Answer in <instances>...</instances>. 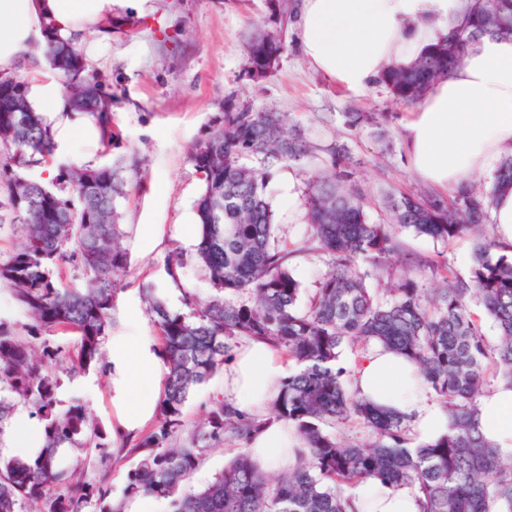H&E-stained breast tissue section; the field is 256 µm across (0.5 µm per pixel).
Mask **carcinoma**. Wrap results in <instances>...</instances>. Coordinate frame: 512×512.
Returning a JSON list of instances; mask_svg holds the SVG:
<instances>
[{
    "label": "carcinoma",
    "mask_w": 512,
    "mask_h": 512,
    "mask_svg": "<svg viewBox=\"0 0 512 512\" xmlns=\"http://www.w3.org/2000/svg\"><path fill=\"white\" fill-rule=\"evenodd\" d=\"M485 36L512 38V0H467L462 23L449 24L414 64L387 70L379 82L395 100L416 103ZM284 50V41L273 36L252 41L248 72L265 77ZM45 55L62 78L71 111L90 118L101 145L111 150L119 138L112 89L89 67L77 38L50 39ZM0 79L10 80L0 91V193L10 218L0 214V227L9 222L22 231L20 244L0 257V286L28 314L31 335H75L77 355L66 368L73 379L102 362L114 326L129 268L118 202L137 188L139 166L124 158L98 167L62 164L50 186L30 177L28 170L54 155L52 125L31 105L22 76ZM319 150L328 161L306 182V235L282 241L274 236L267 199L271 170L300 165ZM190 159L204 184L196 258L217 294L201 302L187 292L185 311L175 312L152 289L144 291L164 365L156 422L117 444L112 455V440L81 402L56 412L59 377L43 372V365L66 359L67 347L45 343L37 351L0 321V436L22 403L44 423L46 438L33 458L0 457V512H116L107 479L88 487L75 480L88 458L58 468V449L87 446L105 449L103 456L116 463L136 461L126 474L127 496L163 498L170 512H349L346 489L368 480L414 489L422 512H512V451L482 434L478 402L489 386L512 387V256L499 253L489 223L496 189L479 193L463 185L447 197L390 196V223L373 224L344 145L320 149L279 113L232 104L195 142ZM400 229L441 241L474 234L468 278L448 275L445 259L406 258L394 270L389 259ZM301 254L326 266L305 307L288 267ZM185 264L182 253L171 252L166 274L177 280ZM62 267L82 285L60 286L56 272ZM430 273L444 281L432 294L424 288ZM383 276L392 287H369ZM474 299L495 322L493 344L469 309ZM243 338L266 340L294 363L266 417L243 416L219 400L200 426L179 436L189 396L223 368ZM371 342L415 364L448 413V433L413 448L407 416L351 389L341 349ZM352 419L366 427L367 438L336 436V425ZM269 420L288 424L300 440L294 465L270 481L242 451L204 489L184 491L209 450L226 437L244 447Z\"/></svg>",
    "instance_id": "carcinoma-1"
}]
</instances>
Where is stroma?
<instances>
[{
  "instance_id": "obj_1",
  "label": "stroma",
  "mask_w": 512,
  "mask_h": 512,
  "mask_svg": "<svg viewBox=\"0 0 512 512\" xmlns=\"http://www.w3.org/2000/svg\"><path fill=\"white\" fill-rule=\"evenodd\" d=\"M275 29L268 0H131L127 7L114 8L111 32L79 35L87 63L112 87L119 130L112 154L135 152L142 159L138 188L120 204L130 267L119 303L139 301L141 286L149 284L168 299L170 309H182V302L170 299L164 257L173 249L193 252L183 242V217L195 214L203 182L189 151L215 124L225 104L280 113L313 145L345 144L357 165L370 222L387 221L385 193L430 192V185L409 169L403 146V124L414 105L393 100L380 85L361 93L338 87L312 71L289 30L283 33L287 48L272 72L251 79L248 46ZM349 112L375 113L376 122L349 127ZM318 171L313 161L275 172L267 195L279 238L295 241L307 230L306 218L289 217L287 204L279 199L280 183L291 178L299 184ZM144 224L157 228L159 245L139 235ZM398 240L392 263L404 255H441L458 277H468L473 235L446 243L403 231ZM61 383L58 413H65L73 398L91 387L96 396L85 400L86 410L104 429H111L115 412L109 368L74 380L62 377Z\"/></svg>"
}]
</instances>
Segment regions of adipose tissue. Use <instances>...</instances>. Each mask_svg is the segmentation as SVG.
<instances>
[{
  "label": "adipose tissue",
  "mask_w": 512,
  "mask_h": 512,
  "mask_svg": "<svg viewBox=\"0 0 512 512\" xmlns=\"http://www.w3.org/2000/svg\"><path fill=\"white\" fill-rule=\"evenodd\" d=\"M120 0H0V72L27 61L48 33L70 37L111 20ZM465 0H300L292 27L304 58L316 73L351 91L373 86L380 73L414 63L426 48L461 22ZM30 95L67 140L71 125L62 113L69 105L53 77L35 82ZM411 168L425 182L455 191L477 174L495 175L512 147V40L483 39L462 66L449 71L419 103L403 126ZM291 369L284 356L262 340L242 339L225 361L219 396L238 411L259 415L277 395ZM112 405L117 412L113 441L140 434L153 419L162 393L164 367L154 337L138 323L113 336ZM360 396L412 418L415 441L429 443L448 429L445 410L420 386L415 367L381 347L370 349L353 367ZM483 434L512 448V389L497 387L480 401ZM44 430L25 408H18L0 436V453L37 455ZM298 441L287 425L267 422L248 452L263 468L288 464ZM357 512H420L405 489L375 482L355 493Z\"/></svg>",
  "instance_id": "ef3b65f1"
}]
</instances>
